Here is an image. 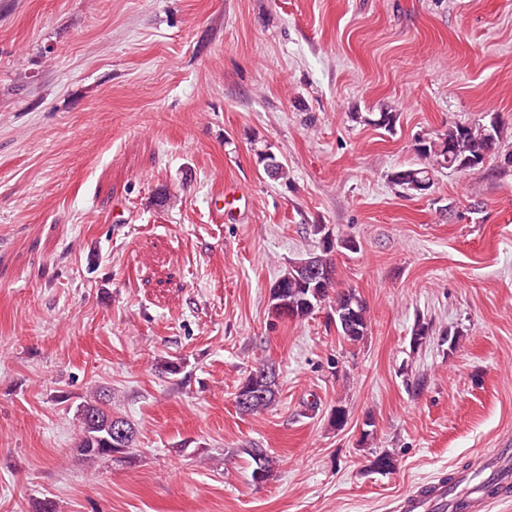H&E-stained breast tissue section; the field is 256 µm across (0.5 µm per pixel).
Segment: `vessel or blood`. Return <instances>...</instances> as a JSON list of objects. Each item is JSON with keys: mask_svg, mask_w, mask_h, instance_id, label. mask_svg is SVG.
Instances as JSON below:
<instances>
[{"mask_svg": "<svg viewBox=\"0 0 512 512\" xmlns=\"http://www.w3.org/2000/svg\"><path fill=\"white\" fill-rule=\"evenodd\" d=\"M248 188L224 192L213 201L212 213L223 220L239 211L241 202L247 201ZM492 490L473 483L470 476L459 473L453 479L437 477L402 493L393 512H490L498 504L504 491L512 488V457L502 456L490 475Z\"/></svg>", "mask_w": 512, "mask_h": 512, "instance_id": "obj_1", "label": "vessel or blood"}]
</instances>
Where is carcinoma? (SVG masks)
Listing matches in <instances>:
<instances>
[{"label": "carcinoma", "instance_id": "obj_1", "mask_svg": "<svg viewBox=\"0 0 512 512\" xmlns=\"http://www.w3.org/2000/svg\"><path fill=\"white\" fill-rule=\"evenodd\" d=\"M360 121L378 126L387 131L395 128L397 115L394 112H371L366 116L356 115ZM499 123L493 117L487 124L451 125L436 136L417 139L414 151L417 163L392 173V181L411 195L423 194L433 184L435 167L459 170V163L472 159L475 166L484 164L487 158L498 154ZM264 170L277 179L287 177L285 167L276 161L268 151L258 153ZM351 237L336 236L332 243L321 244L320 252L309 254L313 265L335 268L334 251L337 248L350 249ZM271 317L276 322L304 320L320 309L322 303H332L334 323L340 336L349 342H359L368 332V309L364 299L356 290L340 289L336 279L324 283L303 277L297 265H291L271 288ZM267 375L255 381L256 389L251 391L239 384L234 392V401L244 415L260 413L272 407L277 399L278 381L276 370L266 367ZM106 395L95 393L77 408L79 435L76 451L89 463L105 457L125 454L134 447L136 430L127 419L115 416L105 408ZM123 427L125 436L114 432ZM246 453L255 463L253 479H264L270 471V458L258 456L257 449L248 448Z\"/></svg>", "mask_w": 512, "mask_h": 512}]
</instances>
